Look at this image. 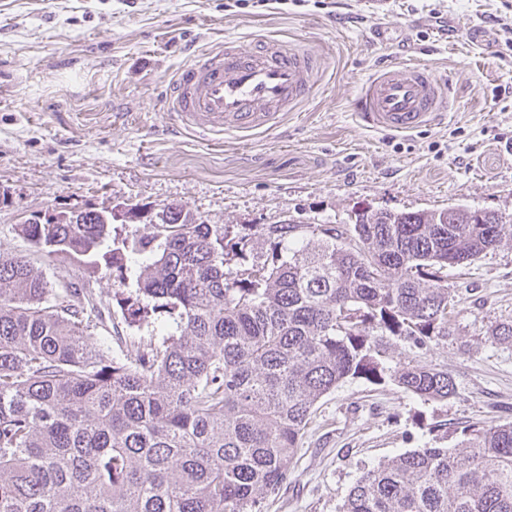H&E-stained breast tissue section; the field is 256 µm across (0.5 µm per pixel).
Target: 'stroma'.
<instances>
[{"instance_id":"1","label":"stroma","mask_w":512,"mask_h":512,"mask_svg":"<svg viewBox=\"0 0 512 512\" xmlns=\"http://www.w3.org/2000/svg\"><path fill=\"white\" fill-rule=\"evenodd\" d=\"M0 0V254H25L17 225L39 214L189 205L195 219L255 233L262 224H347L355 212L463 205L512 217V0ZM263 36L299 42L325 73L274 131L206 145L174 134L162 99L192 50ZM387 63L424 64L453 85L438 124L362 127L353 100ZM54 290L88 282L109 305L106 336H134L111 272L37 256ZM451 333L426 362L456 395L424 401L393 381L349 380L325 395L293 474L265 512H339L360 472L417 448L461 449L464 429L512 422V239L449 268Z\"/></svg>"}]
</instances>
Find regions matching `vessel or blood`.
<instances>
[{
	"label": "vessel or blood",
	"mask_w": 512,
	"mask_h": 512,
	"mask_svg": "<svg viewBox=\"0 0 512 512\" xmlns=\"http://www.w3.org/2000/svg\"><path fill=\"white\" fill-rule=\"evenodd\" d=\"M320 80L318 63L306 47L274 40L243 50L228 42L191 55L167 86L166 108L173 130L204 141L270 131ZM453 107L446 81L425 65L382 66L353 104L362 125L395 133L430 125Z\"/></svg>",
	"instance_id": "b4317fda"
}]
</instances>
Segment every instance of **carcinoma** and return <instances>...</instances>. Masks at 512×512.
Returning <instances> with one entry per match:
<instances>
[{"label":"carcinoma","mask_w":512,"mask_h":512,"mask_svg":"<svg viewBox=\"0 0 512 512\" xmlns=\"http://www.w3.org/2000/svg\"><path fill=\"white\" fill-rule=\"evenodd\" d=\"M87 209L20 224L35 252L118 273L130 326L162 338L120 355L95 335L92 293L53 292L25 256H0V512H263L292 475L319 400L385 380L388 337L421 352L448 338L443 271L512 236L492 212L366 208L343 224H199L177 203L141 236ZM253 261H248V258ZM512 343V322L489 330ZM394 380L425 400L456 393L410 360ZM341 512H512V423L464 450L417 448L356 478Z\"/></svg>","instance_id":"obj_1"}]
</instances>
